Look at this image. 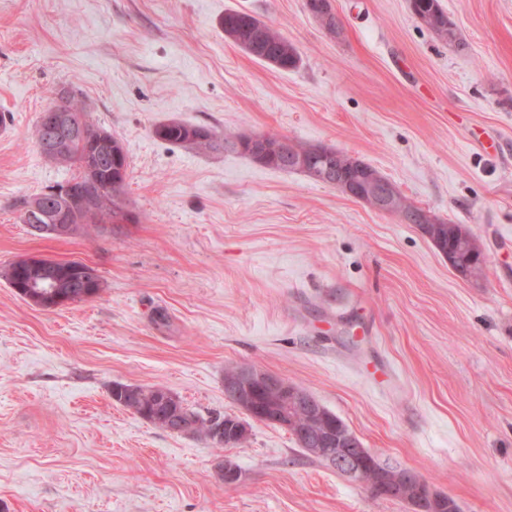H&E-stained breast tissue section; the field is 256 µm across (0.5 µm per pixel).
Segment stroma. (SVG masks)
<instances>
[{
	"label": "stroma",
	"mask_w": 512,
	"mask_h": 512,
	"mask_svg": "<svg viewBox=\"0 0 512 512\" xmlns=\"http://www.w3.org/2000/svg\"><path fill=\"white\" fill-rule=\"evenodd\" d=\"M331 4L336 35L306 0H0V269L38 255L102 280L47 310L0 277V512H412L261 423L224 453L242 472L224 484L209 442L112 400L159 385L233 415L230 365L313 394L460 512H512V0H440L456 46L411 0ZM230 9L293 41L299 66L234 45ZM60 92L123 142L128 217L36 237L14 201L77 173L36 144ZM171 120L360 159L469 228L484 280L305 173L156 139Z\"/></svg>",
	"instance_id": "1"
}]
</instances>
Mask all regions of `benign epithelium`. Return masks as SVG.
Masks as SVG:
<instances>
[{"mask_svg":"<svg viewBox=\"0 0 512 512\" xmlns=\"http://www.w3.org/2000/svg\"><path fill=\"white\" fill-rule=\"evenodd\" d=\"M86 136L85 117L81 113L57 110L46 114L44 127L39 134L42 151L58 158L69 155L72 143ZM89 149L98 163L112 162V151L104 134L89 143ZM348 169H333L329 166L322 171H312V178L323 180L342 193L365 203L368 207L392 213L406 224L415 225L442 254L448 257V265L455 266L453 255L447 254L444 246L445 231L438 217L426 209H410L395 186L378 178L365 163L355 157H347ZM68 186L53 190L51 199L35 198L27 209L31 218L30 232L38 237L51 235L68 237L73 235L79 214L86 219H96L99 213L87 210L78 203ZM50 210L53 221L42 224L38 217ZM465 257L476 261L484 252L480 241L464 228L457 230ZM27 265L33 271L30 279L14 286L17 293L31 302L47 308H58L70 303L65 294L58 292L57 269L60 264L39 256L27 258ZM71 274L70 287L84 288L94 279L95 271L88 264L83 265L81 276L76 268L68 266ZM224 395L230 397L238 409L251 419L287 430L294 439L310 453L320 457L330 467H339L343 474L355 481H361L368 473L374 479L369 489L389 499H400L401 478L405 477L417 485L418 493L433 500L436 492L426 486L421 478L410 471L403 477H390L391 466L364 448L362 442L349 435L344 441L336 440L328 417L320 401L303 389L288 386L280 377L255 366H240L236 373L224 380ZM304 412V427L295 424L294 410ZM195 418L189 414L175 413L168 419L169 432L183 434L194 426ZM217 472L224 484L237 483V472L226 457L217 464Z\"/></svg>","mask_w":512,"mask_h":512,"instance_id":"obj_1","label":"benign epithelium"}]
</instances>
